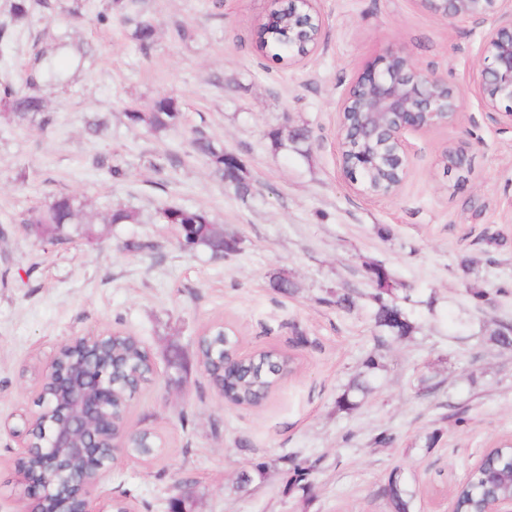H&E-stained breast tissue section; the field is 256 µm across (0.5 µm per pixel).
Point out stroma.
Returning <instances> with one entry per match:
<instances>
[{
  "label": "stroma",
  "instance_id": "1",
  "mask_svg": "<svg viewBox=\"0 0 512 512\" xmlns=\"http://www.w3.org/2000/svg\"><path fill=\"white\" fill-rule=\"evenodd\" d=\"M48 3L14 23L0 0V25L13 30L0 78L19 81L47 48L64 72L42 88L49 128L17 129L0 111V512L20 508L17 431L39 409L44 367L63 344L107 331L136 336L153 357L127 425L151 432L158 451L117 457L101 503L121 495L134 512H168L185 482L195 512H390L381 488L398 468L416 489L411 512H450L486 450L512 445V351L488 340L512 325V130L471 82L486 25L442 21L417 0H319L321 41L290 66L253 48L270 0H139L158 25L146 54L121 18L96 22L107 0ZM398 50L447 75L460 111L454 125L408 132L406 180L370 197L340 169L336 109L368 60ZM162 94L180 105L178 129L157 138L128 126L127 107ZM92 122L105 132L89 134ZM197 129L238 157L248 198L191 156ZM301 129L306 141L294 142ZM449 147L464 152L462 170L445 169ZM115 165L124 180L110 176ZM61 193L90 214L119 206L139 221L103 228L92 248L42 244L21 219ZM165 206L206 210L238 252L183 251L174 226L155 220ZM370 264L391 271L419 328L380 350L371 392L345 411L336 400L380 333ZM280 272L285 293L271 284ZM343 294L351 309L337 306ZM213 325L233 329L241 354L273 345L294 356L262 408L227 402L200 366L197 342ZM382 432L391 443L372 447ZM285 455L313 465L311 493L287 487L281 468L236 490L241 470Z\"/></svg>",
  "mask_w": 512,
  "mask_h": 512
}]
</instances>
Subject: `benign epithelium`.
Instances as JSON below:
<instances>
[{
  "instance_id": "obj_1",
  "label": "benign epithelium",
  "mask_w": 512,
  "mask_h": 512,
  "mask_svg": "<svg viewBox=\"0 0 512 512\" xmlns=\"http://www.w3.org/2000/svg\"><path fill=\"white\" fill-rule=\"evenodd\" d=\"M439 19L448 22L470 20L491 22L481 56L472 75L475 92L486 111L512 128V0H417ZM266 24H273L280 9L292 6L301 17L324 26L317 0H272ZM459 95L448 78L418 68L409 56L390 51L365 68L349 86L338 105V141L340 167L358 191L372 197L393 194L391 190H371L360 185L358 174L382 162L400 168L404 182L408 175L407 132L448 126L456 122ZM83 367L61 371L51 360L44 374L55 385L56 394L44 402V411L56 422L42 426V444L37 448L41 465L33 471H17L18 480L32 501L21 512H45V495L57 483L61 473L60 454L94 458V448L76 442L77 432L99 423L111 436V447L124 448L125 434L112 427V380L102 370ZM112 460L98 463L95 477L71 482L74 495L82 501L81 512H101L96 488L102 473Z\"/></svg>"
}]
</instances>
